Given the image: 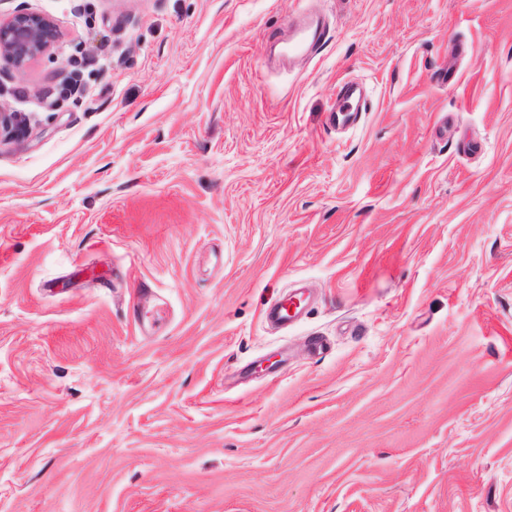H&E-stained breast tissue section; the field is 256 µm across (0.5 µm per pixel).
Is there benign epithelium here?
<instances>
[{"label":"benign epithelium","mask_w":512,"mask_h":512,"mask_svg":"<svg viewBox=\"0 0 512 512\" xmlns=\"http://www.w3.org/2000/svg\"><path fill=\"white\" fill-rule=\"evenodd\" d=\"M57 40V25L47 15L25 10L0 19V60L17 73L49 52ZM26 132V116L0 106V143Z\"/></svg>","instance_id":"obj_1"}]
</instances>
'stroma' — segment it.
Here are the masks:
<instances>
[{"label": "stroma", "instance_id": "35a3bbf8", "mask_svg": "<svg viewBox=\"0 0 512 512\" xmlns=\"http://www.w3.org/2000/svg\"><path fill=\"white\" fill-rule=\"evenodd\" d=\"M22 7L0 512H512V0ZM57 40V25L47 15L25 10L0 19V60L16 73L49 52ZM338 102L336 112H331L330 116L333 122L345 123L352 114L358 112L360 93L354 85L343 83L338 91ZM295 300L298 302L296 303ZM301 300L294 297H288L273 306L266 307L263 310V316L271 321L286 323L291 321L298 313Z\"/></svg>", "mask_w": 512, "mask_h": 512}]
</instances>
